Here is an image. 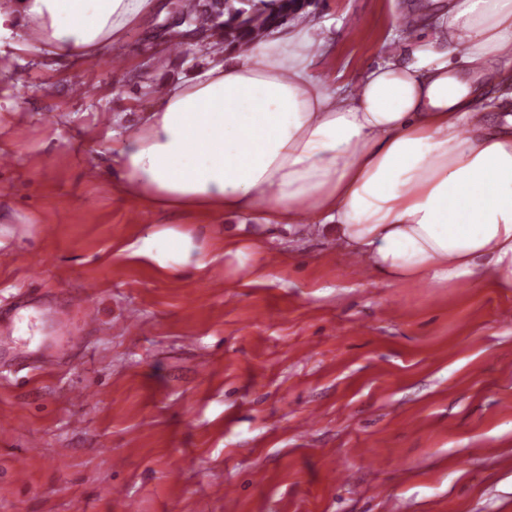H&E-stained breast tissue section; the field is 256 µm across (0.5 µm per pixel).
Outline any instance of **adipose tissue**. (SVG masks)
<instances>
[{
    "label": "adipose tissue",
    "mask_w": 512,
    "mask_h": 512,
    "mask_svg": "<svg viewBox=\"0 0 512 512\" xmlns=\"http://www.w3.org/2000/svg\"><path fill=\"white\" fill-rule=\"evenodd\" d=\"M161 0H0L22 17L16 48L102 56ZM403 46L340 86L320 71L328 28L270 29L229 56L205 53L133 129L112 131V172L139 208L224 221L198 251L164 228L132 245L162 269L262 252L257 227L309 223L388 284L487 282L512 292V0H420Z\"/></svg>",
    "instance_id": "adipose-tissue-1"
}]
</instances>
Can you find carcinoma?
Here are the masks:
<instances>
[{"mask_svg": "<svg viewBox=\"0 0 512 512\" xmlns=\"http://www.w3.org/2000/svg\"><path fill=\"white\" fill-rule=\"evenodd\" d=\"M308 0H279L274 14L258 13L251 0H178L180 15L197 33L218 28L219 44L242 45L261 38L275 24H286L306 12Z\"/></svg>", "mask_w": 512, "mask_h": 512, "instance_id": "carcinoma-1", "label": "carcinoma"}]
</instances>
